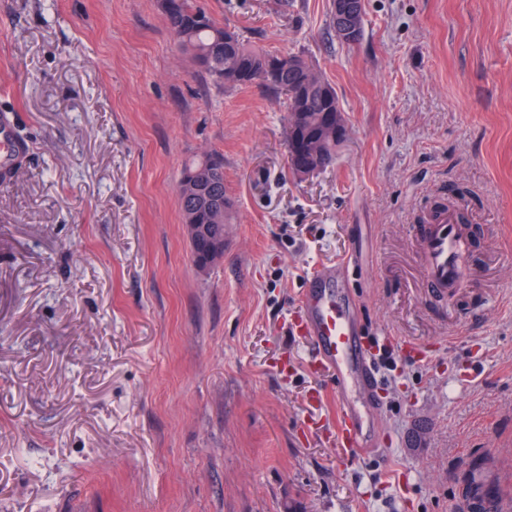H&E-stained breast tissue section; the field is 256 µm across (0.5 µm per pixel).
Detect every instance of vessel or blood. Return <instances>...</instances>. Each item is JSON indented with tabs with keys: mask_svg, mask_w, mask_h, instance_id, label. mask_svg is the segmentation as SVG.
Here are the masks:
<instances>
[{
	"mask_svg": "<svg viewBox=\"0 0 512 512\" xmlns=\"http://www.w3.org/2000/svg\"><path fill=\"white\" fill-rule=\"evenodd\" d=\"M21 145L0 127V170L8 171ZM422 278L437 291L457 288L464 277L469 240L461 226L440 215L420 236ZM296 330L309 340L308 359L336 390V442L344 450L370 455L383 425L380 379L362 319L348 286V268L310 272L299 297Z\"/></svg>",
	"mask_w": 512,
	"mask_h": 512,
	"instance_id": "vessel-or-blood-1",
	"label": "vessel or blood"
}]
</instances>
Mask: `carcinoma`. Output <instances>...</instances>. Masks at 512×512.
I'll return each mask as SVG.
<instances>
[{
  "mask_svg": "<svg viewBox=\"0 0 512 512\" xmlns=\"http://www.w3.org/2000/svg\"><path fill=\"white\" fill-rule=\"evenodd\" d=\"M165 22L200 71L230 87L265 83L285 97L288 109L286 137L295 134L301 139L308 137L324 125L327 113L336 111L335 89L331 87L324 92L315 87L306 68L285 66L274 79L262 78L270 56L249 49L238 34L217 26L197 0H168ZM302 86L311 89L310 96H300ZM336 152V143L327 142L313 162L326 169L335 161ZM202 165L215 171V179L201 189V195L210 200V205L201 204L197 197L181 195L182 216L191 218L196 224H222L220 209L231 205L224 190V159L218 154L204 152L185 163L181 180L191 178ZM469 492L483 503L480 512H501L499 489L495 483L474 479L469 483Z\"/></svg>",
  "mask_w": 512,
  "mask_h": 512,
  "instance_id": "cac0c4a2",
  "label": "carcinoma"
}]
</instances>
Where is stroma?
Wrapping results in <instances>:
<instances>
[{"label": "stroma", "instance_id": "1", "mask_svg": "<svg viewBox=\"0 0 512 512\" xmlns=\"http://www.w3.org/2000/svg\"><path fill=\"white\" fill-rule=\"evenodd\" d=\"M336 90V162L290 167L264 85L202 74L161 0H0V512L512 508V0H200ZM224 159V255L190 256L189 159ZM437 203L473 228L452 297L425 288ZM351 288L383 380L387 458L336 446V395L292 335L308 273ZM363 0H332V19L336 34L347 44L362 36ZM22 151L21 145L16 142L8 131L7 119L0 123V170L6 173L16 162ZM469 493L473 494L474 498H478L479 502L484 505L480 509V512H501L499 509V489L494 482H488L485 480H476L475 478L468 484ZM493 490V495L487 498V491Z\"/></svg>", "mask_w": 512, "mask_h": 512}]
</instances>
